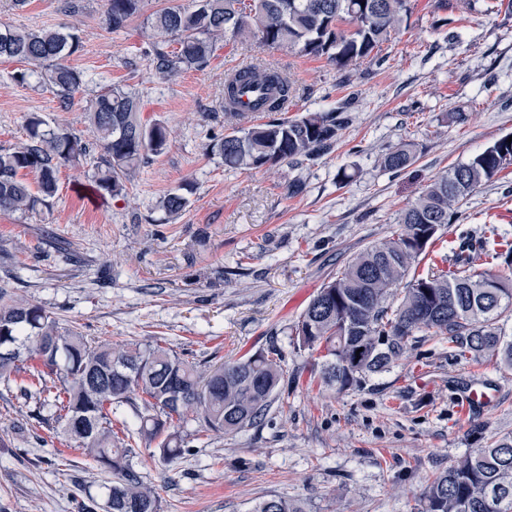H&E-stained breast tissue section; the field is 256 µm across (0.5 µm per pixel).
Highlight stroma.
I'll use <instances>...</instances> for the list:
<instances>
[{"label":"stroma","mask_w":512,"mask_h":512,"mask_svg":"<svg viewBox=\"0 0 512 512\" xmlns=\"http://www.w3.org/2000/svg\"><path fill=\"white\" fill-rule=\"evenodd\" d=\"M0 0V22L58 29L78 25L86 97L62 109L52 90L13 74L0 60V148L26 138L31 114L84 139L91 98L104 87L135 92L145 123L168 129L118 196L96 188L93 160L59 170L48 208L0 211V284L41 306L89 342H158L196 365L258 350L283 356L278 399L257 424L215 434L188 424L171 463L156 447L135 446L134 470L155 490L160 512H251L282 497L306 512H416L430 479L492 436L512 434V372L491 361H458L436 336H416L391 368L360 390L332 391L313 380L291 328L320 286L368 245L400 232L398 217L431 179L512 134V15L490 0L439 10L411 0L401 28L378 55L337 71L323 58L259 46L217 44L204 70L157 74V43L143 18L191 0H143L142 14L106 28V0ZM250 63L285 71L296 96L289 116L348 105V122L321 156L261 169H232L213 151L232 122L221 109L224 79ZM408 144L413 164L396 172L381 159ZM350 175L339 183V170ZM299 185L289 193V185ZM188 206L168 216L169 193ZM474 239L473 270L507 276L493 241L512 242V168L481 185L445 227L437 257L455 258ZM480 381L495 407L459 419L463 390ZM36 397L0 379V512H106L105 476L68 447L53 420L37 422Z\"/></svg>","instance_id":"1"}]
</instances>
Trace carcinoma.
Wrapping results in <instances>:
<instances>
[{
	"mask_svg": "<svg viewBox=\"0 0 512 512\" xmlns=\"http://www.w3.org/2000/svg\"><path fill=\"white\" fill-rule=\"evenodd\" d=\"M107 29L118 30L141 11L142 0H107ZM409 11V0H194L191 8H166L146 17L153 30L174 38L178 48L158 44L153 64L172 78L203 69L216 44L256 38L269 48H288L305 57L326 58L340 71L371 57L396 32ZM344 24L354 29L346 31ZM82 49L78 27L26 29L0 27V59H18L30 68L14 75L25 85L38 73L67 110L82 100L80 71L67 64ZM288 76L273 68L246 65L227 74L222 110L241 120L246 106L267 115L284 112L293 97ZM338 109L309 112L293 119L274 118L233 128L213 145L229 168L259 169L311 158L330 151L341 122ZM95 142L71 131L48 128L36 114L27 122V138L0 149V210L35 213L57 192L59 168L76 165L100 149L97 185L119 195L136 166L148 154L159 155L168 132L146 124L138 97L118 87L102 89L89 111ZM505 135L482 152L437 176L399 217L401 232L373 244L351 259L319 288L291 329L294 349L315 356L318 382L329 390L363 387L385 372L418 332L448 341L459 359L495 362L512 371V278L476 272L457 260L454 270L429 271L409 278L425 259L442 228L458 219L472 193L512 167V142ZM414 155L398 146L382 157L384 168L402 171ZM36 176L31 185L25 175ZM170 215L183 211L186 196L168 193L159 201ZM0 378L20 380L21 394H45L59 411L63 434L99 469L112 473L105 486L112 512H159V502L129 463L128 445L112 429L114 408L135 410L138 423L126 437L157 443L164 459L184 447L181 428L193 421L215 433H238L253 425L275 402L282 379L281 358L272 351L247 353L213 367H199L158 343L117 348L90 344L64 329L42 307L7 296L0 286ZM35 362L56 376L48 385ZM100 380L96 388L92 379ZM253 512H304L284 498L257 504ZM418 512H512V435L493 436L460 456L427 485Z\"/></svg>",
	"mask_w": 512,
	"mask_h": 512,
	"instance_id": "carcinoma-1",
	"label": "carcinoma"
}]
</instances>
